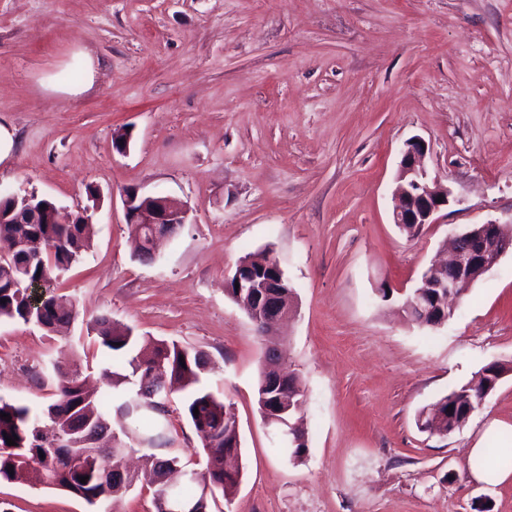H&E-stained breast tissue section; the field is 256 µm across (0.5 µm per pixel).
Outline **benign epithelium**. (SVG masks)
I'll return each instance as SVG.
<instances>
[{"label":"benign epithelium","mask_w":512,"mask_h":512,"mask_svg":"<svg viewBox=\"0 0 512 512\" xmlns=\"http://www.w3.org/2000/svg\"><path fill=\"white\" fill-rule=\"evenodd\" d=\"M427 145L424 140L413 137L405 144L397 171V203L392 212V223L418 224L425 229L437 223V214L450 203L451 191L441 181L430 177L425 167ZM441 202H436V199ZM125 217L128 223L148 228L150 247H156L158 241L171 237L170 226L186 223V209L175 198L151 194L127 195L124 198ZM512 252V238L499 232L493 221L473 224L457 234L448 252V259L433 264L425 271V278H435L434 287L444 289L448 294V306L462 295L461 288L470 284L476 272H487L507 252ZM250 265L239 262L233 270L239 283V290H246L265 302L268 313L256 315L252 321L261 336L273 335L274 329L293 313L288 295L277 293L276 289L286 287L285 273L279 260H274L273 273L258 278L249 272ZM407 312L417 311L420 321H426L430 312L428 304L422 300V291L415 290L405 302ZM265 372L270 374L267 382L278 385L286 378L282 368L281 354L274 344L268 345L263 353ZM512 372V367L502 369L497 377L485 388L466 391L457 400L465 416L473 413L474 403H482L495 390L502 377ZM261 414L266 425L273 428L285 448H291L299 442V430L296 424L286 418L288 406H264ZM162 512H199V507L170 493L163 499Z\"/></svg>","instance_id":"7a95c632"}]
</instances>
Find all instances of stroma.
<instances>
[{"label": "stroma", "instance_id": "stroma-1", "mask_svg": "<svg viewBox=\"0 0 512 512\" xmlns=\"http://www.w3.org/2000/svg\"><path fill=\"white\" fill-rule=\"evenodd\" d=\"M0 122L16 140L0 195L86 210L96 228L84 259L53 275L75 304L67 329L0 320V396L52 403L38 380L51 356L114 389L100 370L123 365L106 363L91 328L106 315L207 353L202 384L232 405L243 465L232 498H208L207 512H512V481L489 486L468 468L491 423L512 439V373L451 436L417 425L483 367L512 364V253L447 323L403 310L451 236L512 227V0H0ZM415 136L454 201L410 238L391 211ZM129 189L187 209L150 262L134 252ZM263 250L295 290L275 342L305 391L297 462L259 412L266 342L226 291L240 257ZM167 419L163 454L204 463L180 396ZM0 507L92 512L67 491L6 481Z\"/></svg>", "mask_w": 512, "mask_h": 512}]
</instances>
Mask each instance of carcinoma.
I'll return each instance as SVG.
<instances>
[{
  "label": "carcinoma",
  "mask_w": 512,
  "mask_h": 512,
  "mask_svg": "<svg viewBox=\"0 0 512 512\" xmlns=\"http://www.w3.org/2000/svg\"><path fill=\"white\" fill-rule=\"evenodd\" d=\"M38 208L34 224H0V248L12 250L8 259L0 260V319L34 324L53 333L74 320V303L54 292L52 274L65 271L77 263L93 245L94 226L89 224L86 210L62 213L50 199L36 198ZM260 272L271 271L270 252H249L240 258ZM424 295L434 304L431 324L448 321V307L435 304L433 290L421 282ZM94 330L101 345L113 357H122L137 378L134 394L120 404L112 405V396H96L86 390V377L77 364L51 362L50 380L56 400L40 412L26 404L0 397V482L11 481V472H23L34 486L54 487L68 491L96 509L117 499L142 484L153 488L157 503L170 491L186 501L195 502L204 493L222 492L224 498L234 495L242 478L240 440L235 429V413L231 406L213 392L200 387L206 368V354L165 340L153 343L151 357L135 354L140 337L127 325L106 317L95 320ZM260 375L257 397L296 403L304 396L297 375L288 372V381L277 389L264 387ZM157 385L158 394L147 398L142 389ZM455 388L428 410L420 413L418 428L441 417L446 425L459 411H447L454 405ZM183 393V408L205 453V466L183 487L168 488L159 481L158 461L151 455L150 468L127 474L126 484L113 480L114 473L125 469L126 442L118 440L109 448L95 444V437L110 431L111 412L132 420L131 432L142 445L151 449L165 444L164 423L168 396ZM199 415H194V410ZM10 418L3 417V414ZM17 437L9 445L6 437ZM13 471H8V466ZM87 477L81 483V477Z\"/></svg>",
  "instance_id": "1"
}]
</instances>
